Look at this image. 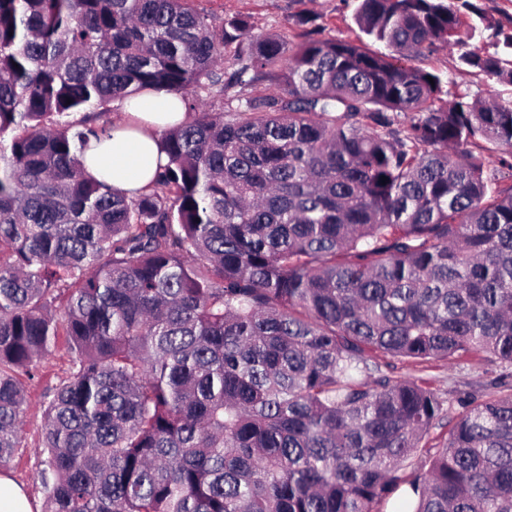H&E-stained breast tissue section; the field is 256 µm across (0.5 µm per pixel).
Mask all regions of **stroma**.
<instances>
[{"instance_id":"35a3bbf8","label":"stroma","mask_w":512,"mask_h":512,"mask_svg":"<svg viewBox=\"0 0 512 512\" xmlns=\"http://www.w3.org/2000/svg\"><path fill=\"white\" fill-rule=\"evenodd\" d=\"M195 8L205 10L224 19L242 15L250 17L256 32L272 33L291 43L300 42L305 33L299 19L316 17L326 37L349 41L362 40L363 35L353 21V8L344 0H194ZM419 66L447 75L460 90L483 98L494 93L495 87L482 74L461 68L458 52L444 49L419 59ZM69 366V353L65 340H58L52 355L43 359L34 379L26 381V407L23 418V441L0 473L7 475L24 490L31 512H41L44 491L37 476L36 451L43 440V400L49 387L65 377ZM396 375L424 381L442 398L444 419L431 429L425 439L430 447H441L448 435V421L455 417L460 406L458 397L473 391L495 395L496 385L504 371L497 364L481 356L469 355L455 363L394 361Z\"/></svg>"}]
</instances>
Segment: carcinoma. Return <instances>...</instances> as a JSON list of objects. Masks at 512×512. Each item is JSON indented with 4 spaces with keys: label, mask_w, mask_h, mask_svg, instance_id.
<instances>
[{
    "label": "carcinoma",
    "mask_w": 512,
    "mask_h": 512,
    "mask_svg": "<svg viewBox=\"0 0 512 512\" xmlns=\"http://www.w3.org/2000/svg\"><path fill=\"white\" fill-rule=\"evenodd\" d=\"M386 47L290 44L193 0H0V463L57 337L44 512H512V391L443 412L371 355L512 368V97L412 64L442 48L512 85L479 0H356ZM492 31L484 44L485 31ZM239 51L224 68V50ZM434 82H429V79ZM262 100L226 96L256 82ZM192 118L130 196L81 157L142 92ZM387 181H382V177Z\"/></svg>",
    "instance_id": "obj_1"
}]
</instances>
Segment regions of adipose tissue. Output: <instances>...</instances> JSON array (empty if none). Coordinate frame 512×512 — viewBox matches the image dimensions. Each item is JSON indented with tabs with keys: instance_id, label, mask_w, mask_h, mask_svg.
Instances as JSON below:
<instances>
[{
	"instance_id": "adipose-tissue-1",
	"label": "adipose tissue",
	"mask_w": 512,
	"mask_h": 512,
	"mask_svg": "<svg viewBox=\"0 0 512 512\" xmlns=\"http://www.w3.org/2000/svg\"><path fill=\"white\" fill-rule=\"evenodd\" d=\"M122 110L123 120L93 142L83 162L95 177L132 194L148 185L158 163L165 161L160 136L183 121L184 107L179 94L160 90L125 99Z\"/></svg>"
}]
</instances>
